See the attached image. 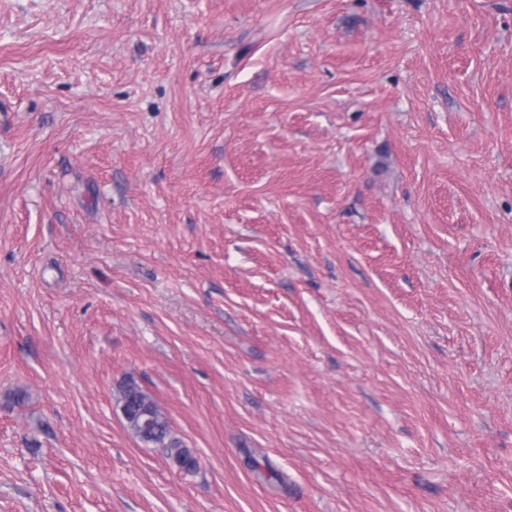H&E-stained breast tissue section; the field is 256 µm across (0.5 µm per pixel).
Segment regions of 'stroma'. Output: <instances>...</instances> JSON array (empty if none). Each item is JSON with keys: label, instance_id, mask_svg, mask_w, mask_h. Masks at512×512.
<instances>
[{"label": "stroma", "instance_id": "1", "mask_svg": "<svg viewBox=\"0 0 512 512\" xmlns=\"http://www.w3.org/2000/svg\"><path fill=\"white\" fill-rule=\"evenodd\" d=\"M0 512H512V0H0ZM118 406L124 418L126 428L141 443L163 448L186 471L196 467V460L180 439L171 430L170 422L154 398L133 380L126 381L120 389ZM152 416V424L143 426V413Z\"/></svg>", "mask_w": 512, "mask_h": 512}]
</instances>
